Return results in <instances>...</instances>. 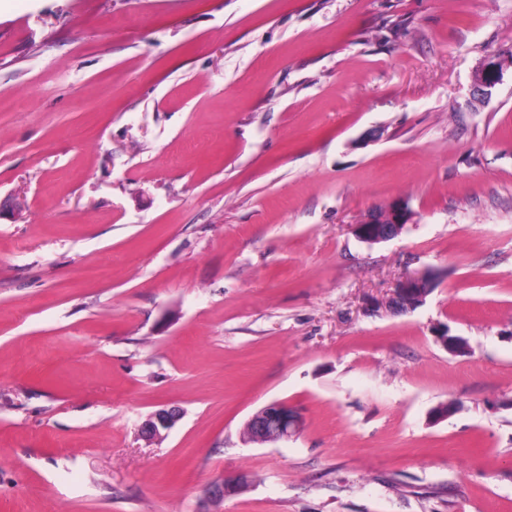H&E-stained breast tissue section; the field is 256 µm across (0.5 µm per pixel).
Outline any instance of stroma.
<instances>
[{
	"label": "stroma",
	"mask_w": 512,
	"mask_h": 512,
	"mask_svg": "<svg viewBox=\"0 0 512 512\" xmlns=\"http://www.w3.org/2000/svg\"><path fill=\"white\" fill-rule=\"evenodd\" d=\"M509 53L512 0L1 12L0 512H512ZM505 63L512 66V59L491 57L475 72L470 89L473 100L485 103L489 99L492 89L501 77ZM413 218V212L407 202L395 198L368 215L361 224H356L354 232L365 242H383L398 236ZM430 271L409 274L396 285L392 297L385 303V308L394 314L410 312L423 303L427 292L422 289L424 278ZM301 424L299 412L287 403L272 402L254 413L246 424L249 442H278L293 436ZM178 419L179 412L176 409H159L146 419L142 434L149 439L158 438L162 431L172 428Z\"/></svg>",
	"instance_id": "obj_1"
}]
</instances>
